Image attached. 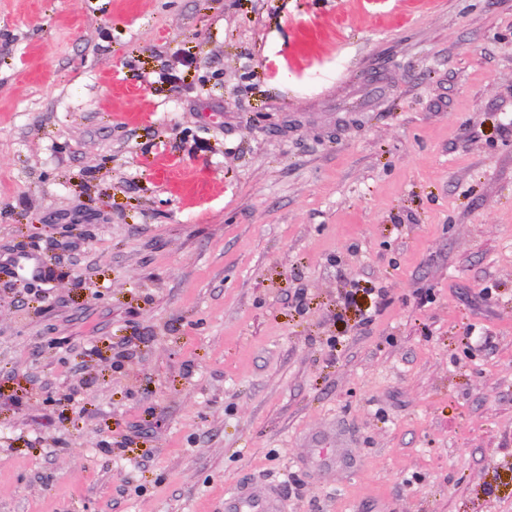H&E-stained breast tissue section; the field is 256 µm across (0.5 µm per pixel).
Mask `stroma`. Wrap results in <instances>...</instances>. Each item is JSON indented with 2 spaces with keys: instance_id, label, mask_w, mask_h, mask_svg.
<instances>
[{
  "instance_id": "obj_1",
  "label": "stroma",
  "mask_w": 512,
  "mask_h": 512,
  "mask_svg": "<svg viewBox=\"0 0 512 512\" xmlns=\"http://www.w3.org/2000/svg\"><path fill=\"white\" fill-rule=\"evenodd\" d=\"M20 251L0 512H512V0H0ZM282 491L271 485L239 484L224 494V512H283Z\"/></svg>"
}]
</instances>
